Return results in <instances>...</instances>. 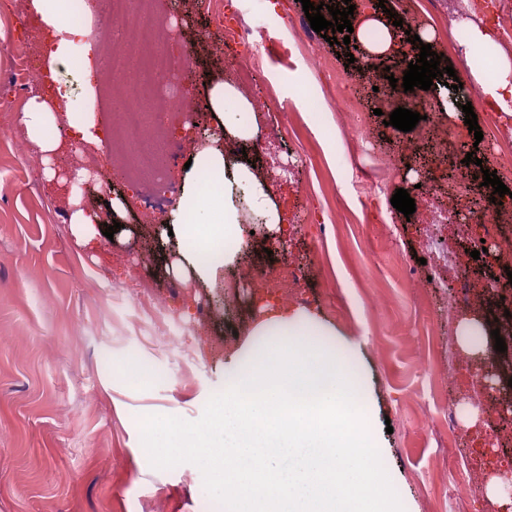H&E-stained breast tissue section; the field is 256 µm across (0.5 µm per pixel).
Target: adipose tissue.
Segmentation results:
<instances>
[{"label": "adipose tissue", "mask_w": 512, "mask_h": 512, "mask_svg": "<svg viewBox=\"0 0 512 512\" xmlns=\"http://www.w3.org/2000/svg\"><path fill=\"white\" fill-rule=\"evenodd\" d=\"M27 8L53 45L47 69L57 73L71 62L74 46L85 54L96 50L90 24L70 18V0H27ZM496 63L486 74L484 59ZM465 59L478 85L480 99L490 109L512 116V54L489 27L467 28ZM206 108L215 116L224 147L202 148L183 178V192L174 214L182 256L202 280L214 278L211 255L223 250L225 264L236 263L249 243L239 201L262 218L269 232L288 237L268 176L239 155L232 145L246 143L258 133V118L249 98L228 80L210 88ZM64 113L56 103L34 97L18 116L28 139L52 161L61 153L58 135ZM309 315L288 306L267 305L252 335L281 337L276 368L264 358L242 362L237 378L224 389L217 404L218 427L230 433L224 443L230 465L221 467L207 457L224 485L221 512H406L401 487L385 467L384 444L372 420L369 397L350 376L328 365L321 343L304 325ZM276 420L278 432L263 436L260 427ZM261 448H277L296 460L306 449L316 451L307 467L278 475L271 473ZM251 462L241 472L236 462Z\"/></svg>", "instance_id": "ef3b65f1"}]
</instances>
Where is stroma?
<instances>
[{
	"label": "stroma",
	"mask_w": 512,
	"mask_h": 512,
	"mask_svg": "<svg viewBox=\"0 0 512 512\" xmlns=\"http://www.w3.org/2000/svg\"><path fill=\"white\" fill-rule=\"evenodd\" d=\"M172 51L191 46L192 92L204 101L211 83L248 70L240 90L250 98L276 97L260 111V132L246 149L262 171L273 172L275 196L293 226L286 251L267 255L252 248L253 262L278 269L298 260L309 275L277 301L311 311L327 353L340 356L377 413L389 417L384 435L387 463L403 484L413 512H504L487 485L512 462V446L497 444L490 415L473 399L479 387L476 359L448 336L449 289L460 288L455 272L446 287L428 283L422 265L425 227L439 212L468 209L487 199L484 170L495 171L512 189V121L479 110L483 133L475 140L467 124L439 120L446 101L438 86L414 90L409 108L425 112L423 127L454 130L447 153L432 141L384 125L372 90L357 96L365 114L367 141L344 133L336 110L335 82L353 87L363 49L320 42L308 50L300 0H179ZM385 0L380 19L419 34L430 29L445 44L441 66L453 67L463 85L472 78L464 47L454 31L466 21L497 27L512 18V0H472L463 14L455 0ZM27 0H0V127L19 130L17 114L42 85L31 80L13 52L40 42L37 24L22 13ZM245 22L249 39L225 45L224 30ZM213 38L198 41L201 30ZM286 44L288 65H272L271 49ZM81 47L58 76L73 119L94 109L101 148L70 143L65 165L44 174L42 155L29 140L0 143V512H214L220 488L203 464L214 434L215 405L239 370L246 333L261 314L253 284L238 266L216 257V278L201 281L179 269L169 228L181 194V174L196 154L182 130L188 117L169 123L158 152L157 175L121 170L131 149L113 141V96L88 101L81 73ZM327 128L317 135L312 117ZM499 130L491 140L490 130ZM415 142L429 164L412 167L405 151ZM475 163L465 164L467 153ZM394 160L388 192L358 194L356 174ZM408 190L411 217L390 207L392 190ZM127 197V211L112 218L113 198ZM83 211L96 226L119 221L113 237L78 240L70 216ZM498 224L446 225L442 237L456 262L480 281L491 260L472 259L468 237H512V198L503 197ZM207 321L199 334L176 336L174 322ZM458 403L457 423H448V402ZM177 431L178 445L166 461L143 455L144 418ZM473 477L457 496L449 473Z\"/></svg>",
	"instance_id": "stroma-1"
}]
</instances>
